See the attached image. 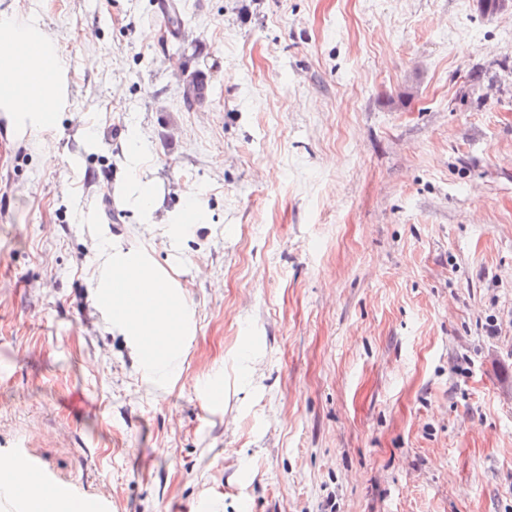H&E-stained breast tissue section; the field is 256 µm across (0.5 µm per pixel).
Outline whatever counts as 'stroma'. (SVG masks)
Instances as JSON below:
<instances>
[{
  "label": "stroma",
  "instance_id": "35a3bbf8",
  "mask_svg": "<svg viewBox=\"0 0 512 512\" xmlns=\"http://www.w3.org/2000/svg\"><path fill=\"white\" fill-rule=\"evenodd\" d=\"M158 2L0 0L68 63L54 132L0 112V460L53 512H512V0ZM131 130L207 216L152 393L92 294Z\"/></svg>",
  "mask_w": 512,
  "mask_h": 512
}]
</instances>
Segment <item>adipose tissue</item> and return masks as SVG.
Returning <instances> with one entry per match:
<instances>
[{
    "instance_id": "adipose-tissue-1",
    "label": "adipose tissue",
    "mask_w": 512,
    "mask_h": 512,
    "mask_svg": "<svg viewBox=\"0 0 512 512\" xmlns=\"http://www.w3.org/2000/svg\"><path fill=\"white\" fill-rule=\"evenodd\" d=\"M66 75L63 51L42 21L22 23L0 12V112L18 135L42 136L55 128ZM148 155L147 144L130 135L125 148L129 176L119 185L118 195L139 215L138 234L158 233L175 248L206 215L192 207L176 217L155 220L160 190L148 176ZM96 263L92 286L99 310L114 331L132 340L145 384L153 389L165 386L179 372L184 339L190 333L192 310L180 283L157 263L148 244L104 239ZM0 485L40 512H49L57 499L52 486L7 460H0Z\"/></svg>"
}]
</instances>
